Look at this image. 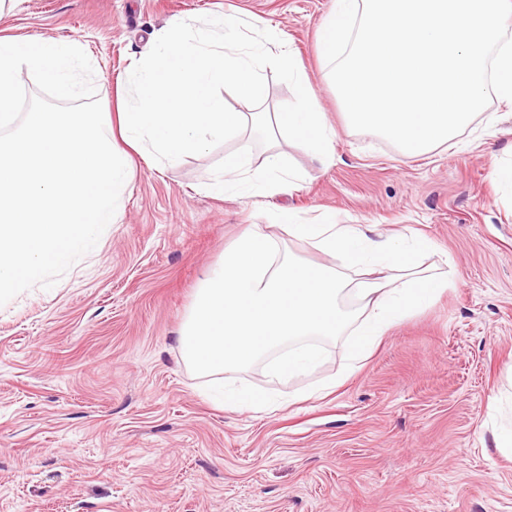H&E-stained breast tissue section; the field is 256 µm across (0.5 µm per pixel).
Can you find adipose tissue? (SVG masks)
<instances>
[{"label":"adipose tissue","mask_w":512,"mask_h":512,"mask_svg":"<svg viewBox=\"0 0 512 512\" xmlns=\"http://www.w3.org/2000/svg\"><path fill=\"white\" fill-rule=\"evenodd\" d=\"M332 257L329 265L297 259L278 231ZM433 246L417 235H386L373 224H340L280 212L274 225H247L204 273L180 332L185 364L203 377L263 362L269 382L317 372L320 342L352 334L362 359L402 319L448 288L427 266ZM355 308H348L347 300Z\"/></svg>","instance_id":"adipose-tissue-1"}]
</instances>
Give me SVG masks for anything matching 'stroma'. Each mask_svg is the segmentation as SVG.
I'll list each match as a JSON object with an SVG mask.
<instances>
[{
    "mask_svg": "<svg viewBox=\"0 0 512 512\" xmlns=\"http://www.w3.org/2000/svg\"><path fill=\"white\" fill-rule=\"evenodd\" d=\"M332 0H20L0 35L81 39L99 100L171 23L262 19L297 50L336 160L288 196L211 189L234 140L158 165L136 154L120 215L52 288L0 309V512H512V116L498 99L457 145L424 158L349 128L323 80L317 30ZM290 209L418 234L450 286L362 362L323 341L318 374L270 387L274 410L230 411L181 359L204 267L248 224ZM339 378L325 397L290 394Z\"/></svg>",
    "mask_w": 512,
    "mask_h": 512,
    "instance_id": "35a3bbf8",
    "label": "stroma"
}]
</instances>
